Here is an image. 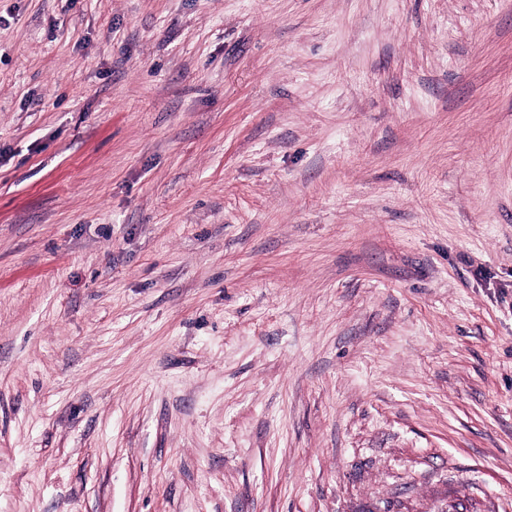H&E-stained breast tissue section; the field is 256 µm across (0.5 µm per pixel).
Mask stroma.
I'll list each match as a JSON object with an SVG mask.
<instances>
[{
  "instance_id": "stroma-1",
  "label": "stroma",
  "mask_w": 512,
  "mask_h": 512,
  "mask_svg": "<svg viewBox=\"0 0 512 512\" xmlns=\"http://www.w3.org/2000/svg\"><path fill=\"white\" fill-rule=\"evenodd\" d=\"M0 512H512V0H0Z\"/></svg>"
}]
</instances>
